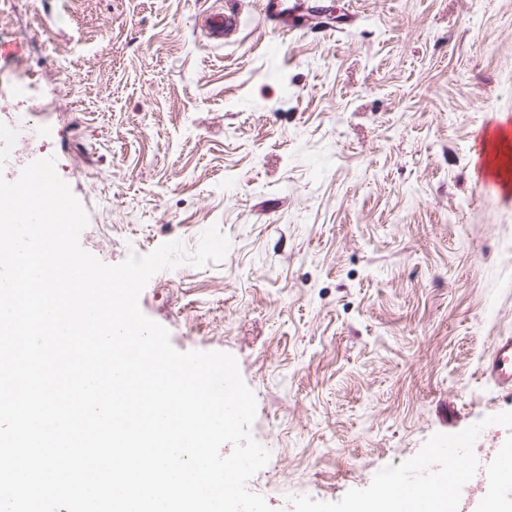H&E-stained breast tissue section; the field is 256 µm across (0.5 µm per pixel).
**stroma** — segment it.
Wrapping results in <instances>:
<instances>
[{"label": "stroma", "instance_id": "1", "mask_svg": "<svg viewBox=\"0 0 512 512\" xmlns=\"http://www.w3.org/2000/svg\"><path fill=\"white\" fill-rule=\"evenodd\" d=\"M216 2L0 7L17 159L55 157L105 264L227 235L138 304L175 349L236 358L272 512H354L462 437L486 469L512 452V397L481 376L512 335V195L483 192L474 136L512 118V0H308L284 33L226 0L220 41ZM239 14L235 12L215 10L204 17L203 26L209 36L222 39L224 33L233 31L239 27Z\"/></svg>", "mask_w": 512, "mask_h": 512}]
</instances>
